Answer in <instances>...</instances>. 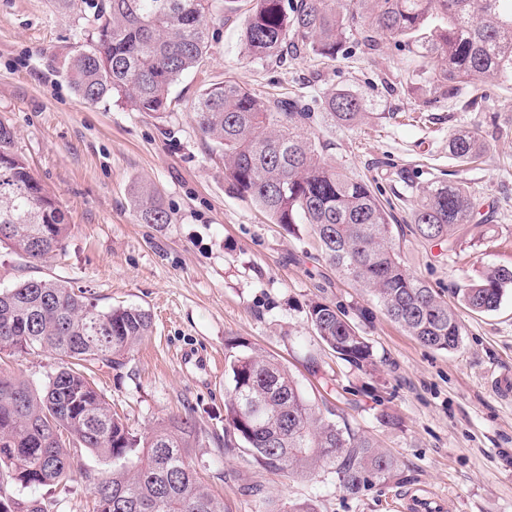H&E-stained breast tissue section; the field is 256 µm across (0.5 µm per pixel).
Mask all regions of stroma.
<instances>
[{
  "instance_id": "35a3bbf8",
  "label": "stroma",
  "mask_w": 512,
  "mask_h": 512,
  "mask_svg": "<svg viewBox=\"0 0 512 512\" xmlns=\"http://www.w3.org/2000/svg\"><path fill=\"white\" fill-rule=\"evenodd\" d=\"M91 4L0 0V121L70 224L45 263L0 247V288L59 280L89 289L99 308L147 310L150 335L121 365L101 368L97 384L137 430L192 414L207 434L193 455L229 512H278L307 499L317 512H399L411 493L444 501L446 512H512V398L495 388L512 375V290L496 312L461 310L457 349L421 344L329 267L309 225L286 231L228 191L191 110L204 86L227 78L262 95L304 97L326 161L392 203L401 260L453 304L479 271L512 267V84L480 82L453 99L431 94L425 77H413L408 48L391 41L373 54L349 42L334 62L261 64L242 50L243 15L230 14L210 25L206 69L183 77L170 112L156 118L109 99L85 103L72 89L64 61L92 31ZM332 89L362 97L371 119L327 125L321 102ZM464 128L479 129L486 144L471 164L448 150ZM448 176L478 203L452 253L410 222L421 191ZM142 183L159 191L168 223H137L131 192ZM315 300L338 306L367 338L372 366L356 367L319 342L308 321ZM241 350L278 360L310 398L377 442L398 463L393 479L351 495L333 466L296 477L261 467L246 450L225 453L227 360ZM385 412L398 426L382 423ZM22 496L49 503V512H92L78 477L67 489Z\"/></svg>"
}]
</instances>
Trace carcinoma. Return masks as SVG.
<instances>
[{"label": "carcinoma", "instance_id": "obj_1", "mask_svg": "<svg viewBox=\"0 0 512 512\" xmlns=\"http://www.w3.org/2000/svg\"><path fill=\"white\" fill-rule=\"evenodd\" d=\"M241 42L262 62L288 54L336 61L355 39L372 54L386 40L413 46L433 68L434 92L457 96L475 79L512 83V0H248ZM242 10L241 0H101L93 33L67 62L75 93L87 103L111 98L135 112L170 111L171 90L205 65L209 20ZM331 125L351 126L368 115L364 100L345 89L322 100ZM195 122L224 165L229 190L249 199L274 224L293 231L308 224L340 276L374 293L387 316L425 346L452 351L462 325L441 300L401 263L392 215L371 186L328 164L311 132L313 113L298 99L262 97L224 80L203 88ZM450 153L463 163L485 144L472 129L455 132ZM140 224H166L167 210L148 186L134 189ZM476 214L471 194L438 181L419 197L411 223L425 240L454 250L455 229ZM0 245L30 262H46L62 246L70 224L59 202L34 177L15 149V132L0 122ZM512 288V267H488L461 293L476 313L496 311ZM309 320L320 342L357 365L372 361L365 337L336 306L316 301ZM152 329L137 307L98 308L83 289L29 279L0 289V354L36 349L60 365L37 389L0 367V503L16 490L71 481L72 450L112 461V470L86 474L95 512H226L224 498L200 476L192 458L203 432L190 416L174 415L138 433L119 416L91 379V368L112 367ZM231 388L224 398V447L241 446L261 466L307 475L336 465L339 488L356 495L388 480L397 461L373 441L326 416L288 369L258 353L228 360Z\"/></svg>", "mask_w": 512, "mask_h": 512}]
</instances>
